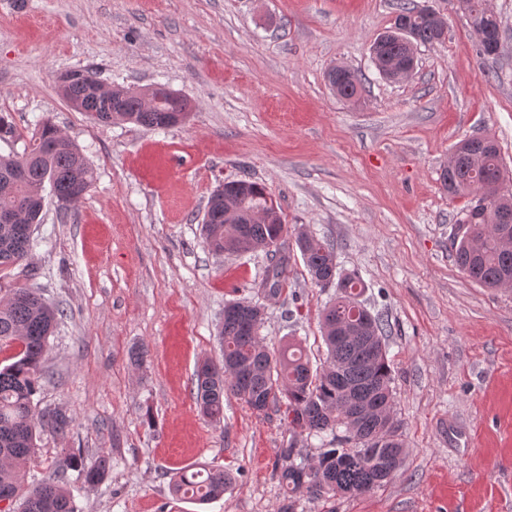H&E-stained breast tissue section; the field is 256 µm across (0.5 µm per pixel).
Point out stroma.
Here are the masks:
<instances>
[{"label": "stroma", "instance_id": "stroma-1", "mask_svg": "<svg viewBox=\"0 0 512 512\" xmlns=\"http://www.w3.org/2000/svg\"><path fill=\"white\" fill-rule=\"evenodd\" d=\"M397 0H0V112L20 131L51 121L95 171L68 209L48 201L26 264L0 288H36L63 315L49 338L40 410L70 419L43 432L25 482L52 475L72 448L116 465L97 484L67 474L77 512H279L282 451L316 458L283 409L224 400L202 416L194 371L221 358L225 302L265 305L260 334L279 348L321 345L331 290L311 283L299 251L288 280L265 298V252L215 255L201 235L212 193L248 176L279 205L289 236L334 243L341 267L390 325L393 414L402 469L335 512H512V286L491 291L454 263L452 235L468 197L439 176L465 138L497 141L512 170V0H487L503 21L498 56L477 54L457 0H414L447 21L418 46L407 79L391 82L370 47ZM345 65L357 102L326 81ZM95 69L108 84L168 86L189 116L167 130L99 124L72 111L60 73ZM143 362H136L137 353ZM227 469L223 497L174 499L186 466Z\"/></svg>", "mask_w": 512, "mask_h": 512}]
</instances>
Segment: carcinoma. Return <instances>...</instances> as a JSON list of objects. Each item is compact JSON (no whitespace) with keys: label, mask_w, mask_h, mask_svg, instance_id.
Wrapping results in <instances>:
<instances>
[{"label":"carcinoma","mask_w":512,"mask_h":512,"mask_svg":"<svg viewBox=\"0 0 512 512\" xmlns=\"http://www.w3.org/2000/svg\"><path fill=\"white\" fill-rule=\"evenodd\" d=\"M459 9L470 26L496 37L481 57L499 54L502 26L485 0H459ZM396 20L404 21L409 42L386 36L379 60L395 67L409 53V45L440 41L436 20L398 0ZM95 74L81 69L65 87L62 97L78 103L94 120L108 124L116 119L161 129L174 126L187 101L171 91L159 98L150 111L128 88L117 86L112 95L97 93ZM335 83L340 97L351 100L361 89L360 77L341 67ZM0 140L25 141L23 152L0 154V212L11 210L15 221L0 222V268L22 264L40 242L33 226L41 223L45 192L62 206L79 201L94 182V171L77 145L60 129L45 122L23 136L8 117L0 115ZM452 171L440 174L442 188L451 196L475 195L459 221L454 237V261L473 282L486 288L512 285V194L501 192L503 162L494 140L485 143L473 137L457 147ZM244 188L214 205L202 223L208 248L215 253H277L263 282H271L269 295L278 294L288 278V225L280 210L268 205L266 187L243 178ZM295 245L311 282L335 289L334 298L321 315V333L326 359L314 371L301 345L290 343L282 350L269 348L260 336L264 306L251 300L224 305L219 330L223 360H204L195 371V400L202 415L215 423L224 418V395L242 399L250 409L264 413L286 402V420L291 430L318 438L320 452L315 463L284 450L279 479L289 489H302L311 502L327 503L338 497L356 496L381 486L403 465L401 425L392 414V370L387 357V324L381 313L362 300L365 285L337 261L336 249L324 238L307 232L296 236ZM63 310L45 301L36 288H12L0 296V341L17 344L15 360L0 368V496L18 502L17 512H77L64 474L76 470L89 484L100 482L111 467L102 457L94 466L79 452H68L58 462L57 474L31 487L23 485L24 467L40 433L67 431L70 422L57 410H38L41 369ZM232 476L221 469L204 472L184 470L170 485L171 493L199 504L224 495Z\"/></svg>","instance_id":"1"}]
</instances>
